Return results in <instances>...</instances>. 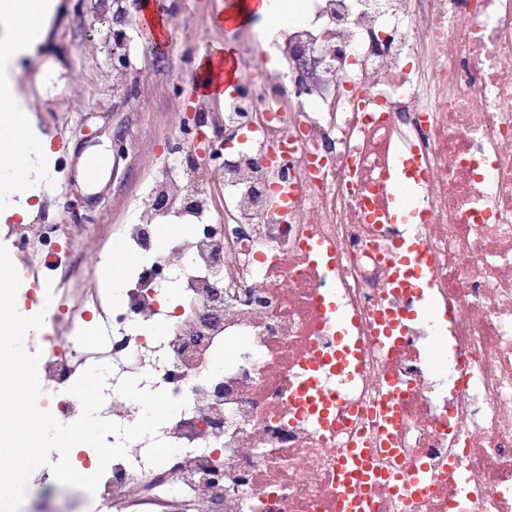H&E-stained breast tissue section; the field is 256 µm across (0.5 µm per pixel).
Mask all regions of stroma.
I'll use <instances>...</instances> for the list:
<instances>
[{
    "label": "stroma",
    "mask_w": 512,
    "mask_h": 512,
    "mask_svg": "<svg viewBox=\"0 0 512 512\" xmlns=\"http://www.w3.org/2000/svg\"><path fill=\"white\" fill-rule=\"evenodd\" d=\"M230 3L160 0L176 30L175 40L160 48L144 33L136 0H57L36 54L19 59L27 103L53 153L29 221L63 224L85 239L72 256L71 276L111 264L123 225L137 219L150 185L171 160L168 147L181 134L185 112H207L204 135L223 137L216 103L196 90L195 59L201 48L224 43L256 59L266 50L254 27L214 25ZM116 45L126 66L112 64ZM117 140L123 153L112 150ZM97 149L110 151L111 160L106 175L91 186L79 178L78 164L84 152ZM90 499L85 490L60 483L31 486L20 512H40L48 501L60 512H89Z\"/></svg>",
    "instance_id": "1"
}]
</instances>
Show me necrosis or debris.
Masks as SVG:
<instances>
[{
    "mask_svg": "<svg viewBox=\"0 0 512 512\" xmlns=\"http://www.w3.org/2000/svg\"><path fill=\"white\" fill-rule=\"evenodd\" d=\"M297 2L299 21L265 36L281 77L222 106L239 140L210 167L223 209L173 157L122 229L142 262L121 301L100 272L50 280L76 245L62 225L8 227L27 278L52 287L26 339L42 353L38 406L80 417L79 358L112 365L117 423L137 415L115 391L126 374L187 397L157 432L179 448L164 494L141 492L138 440L96 512H161L170 495L204 512H341L353 448L369 451L359 512H512V0ZM401 182L409 225L394 219ZM168 223L185 235L162 238ZM401 240L424 249L429 314L414 311ZM340 352L350 377L332 370ZM312 372L319 414L300 402Z\"/></svg>",
    "mask_w": 512,
    "mask_h": 512,
    "instance_id": "obj_1",
    "label": "necrosis or debris"
}]
</instances>
